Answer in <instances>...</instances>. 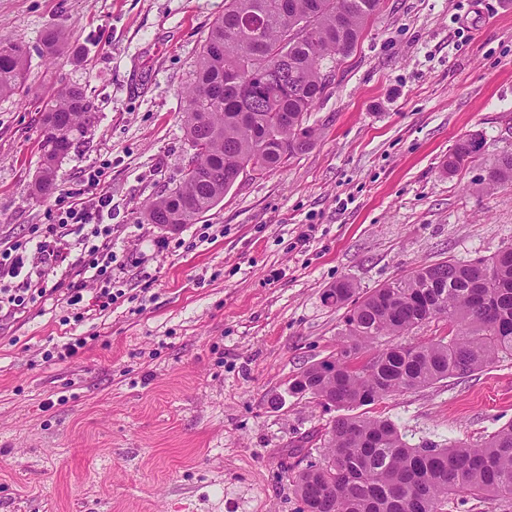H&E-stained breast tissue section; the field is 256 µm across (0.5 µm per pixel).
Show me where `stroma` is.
I'll return each mask as SVG.
<instances>
[{
  "label": "stroma",
  "instance_id": "stroma-1",
  "mask_svg": "<svg viewBox=\"0 0 512 512\" xmlns=\"http://www.w3.org/2000/svg\"><path fill=\"white\" fill-rule=\"evenodd\" d=\"M224 0H0L28 90L0 99V240L58 223L57 198L107 193L112 288L0 319V512H303L285 472L319 461L339 412L289 384L335 354L357 296L449 258L512 246V0H380L307 122L313 146L244 172L193 223L145 206L182 179L183 115ZM69 26L49 55L48 30ZM84 89L95 115L57 168L40 167L41 100ZM483 148L458 171L457 140ZM83 347L62 357L75 339ZM360 414L413 447L482 444L512 422V361L389 396ZM482 147V141L476 134L466 135L458 140L453 152L448 156L446 168L448 172L456 171L469 158L478 154Z\"/></svg>",
  "mask_w": 512,
  "mask_h": 512
}]
</instances>
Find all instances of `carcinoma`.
Masks as SVG:
<instances>
[{
	"label": "carcinoma",
	"mask_w": 512,
	"mask_h": 512,
	"mask_svg": "<svg viewBox=\"0 0 512 512\" xmlns=\"http://www.w3.org/2000/svg\"><path fill=\"white\" fill-rule=\"evenodd\" d=\"M379 0H224L188 90L184 127L193 150L182 181L145 208L150 224H190L217 206L246 170L275 169L314 143L305 116L334 82L338 60L357 47ZM19 44L0 46V97L24 86ZM78 86L42 100L41 165L33 194L47 197L56 169L90 118ZM476 134L458 140L446 168L478 154ZM489 181L512 184V154L497 158ZM355 288L340 282L324 300L341 305ZM431 320L450 333L390 344L360 360L382 336H403ZM347 341L332 358L301 371L290 391L336 407L464 376L512 360V246L489 259L444 260L373 289L346 317ZM323 457L290 475L303 512H452L466 497L512 504V423L479 446L412 448L388 420L339 417L321 435Z\"/></svg>",
	"instance_id": "1"
}]
</instances>
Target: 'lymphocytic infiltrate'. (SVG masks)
<instances>
[{"mask_svg": "<svg viewBox=\"0 0 512 512\" xmlns=\"http://www.w3.org/2000/svg\"><path fill=\"white\" fill-rule=\"evenodd\" d=\"M109 199L72 198L61 223L35 227L34 248L22 242L0 244V313L15 314L27 304L59 298L68 305L82 300L87 279L100 281L96 295L99 308H108L114 296L112 281V238L108 226L97 223L100 210ZM81 236L85 259L73 266V281L63 282L58 272L71 251V236Z\"/></svg>", "mask_w": 512, "mask_h": 512, "instance_id": "f902f5d3", "label": "lymphocytic infiltrate"}]
</instances>
